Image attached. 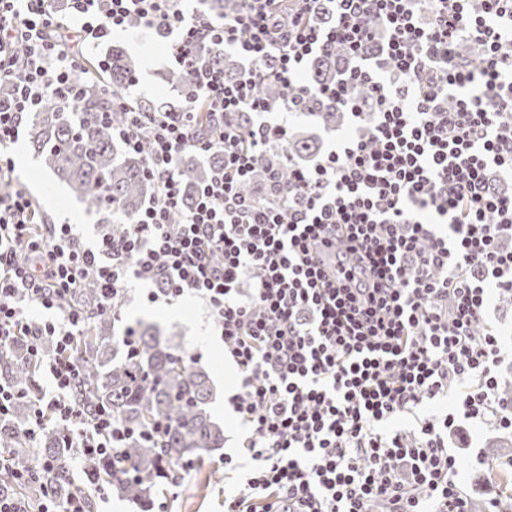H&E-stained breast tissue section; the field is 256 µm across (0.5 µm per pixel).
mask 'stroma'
<instances>
[{"label": "stroma", "mask_w": 512, "mask_h": 512, "mask_svg": "<svg viewBox=\"0 0 512 512\" xmlns=\"http://www.w3.org/2000/svg\"><path fill=\"white\" fill-rule=\"evenodd\" d=\"M168 35L147 28H126L114 32L109 43L136 51L141 59L139 84L135 97L153 106L174 103L175 96L160 78L169 69ZM13 184L29 194L45 223L77 225L86 245H94L101 227V216L87 211L60 178L48 170L39 158L30 157L26 173H14ZM121 319L114 334L136 321H152L178 332L183 351L197 355L196 367L210 377L214 395L210 404L212 418L224 428V445L201 458L196 471L187 478L167 484L166 496L171 512H224V457L237 455L244 435L229 399L235 393L238 375L233 362L224 355V344L216 336L206 303L187 294L173 302H149L139 284H132L120 305ZM465 442L449 437V445L458 449L461 469L458 480L475 502L491 504L497 491L486 481L489 470L512 460V433L493 426L463 422Z\"/></svg>", "instance_id": "obj_1"}]
</instances>
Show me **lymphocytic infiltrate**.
I'll list each match as a JSON object with an SVG mask.
<instances>
[{"instance_id": "lymphocytic-infiltrate-1", "label": "lymphocytic infiltrate", "mask_w": 512, "mask_h": 512, "mask_svg": "<svg viewBox=\"0 0 512 512\" xmlns=\"http://www.w3.org/2000/svg\"><path fill=\"white\" fill-rule=\"evenodd\" d=\"M184 0H0V180L15 143L48 101L94 90V48L131 18L171 35L188 76L180 107L124 114L112 135L146 150L157 200L125 234L85 246L70 224H46L21 189L0 194V348L22 338L52 386L26 426L72 424L83 469L66 504L86 512L105 493L127 430L111 415L81 420L75 355L86 316L71 306L94 289L116 308L139 283L150 302L191 293L208 305L240 374L230 403L253 467L224 512H470L448 435L459 422L512 430L499 395L505 353L488 320L490 290L512 293V198L489 183L512 173V0H237L213 16ZM481 48L465 64L462 42ZM213 45L243 62L233 78L201 64ZM343 51L355 65L310 86L299 72ZM285 90L279 105L260 92ZM350 115L358 135L305 165L288 154V124L310 99ZM213 136L193 133L198 113ZM224 167L192 203L177 160L185 150ZM278 150L287 183L247 197L257 157ZM55 311L34 321L30 305ZM461 403L448 410V397Z\"/></svg>"}]
</instances>
